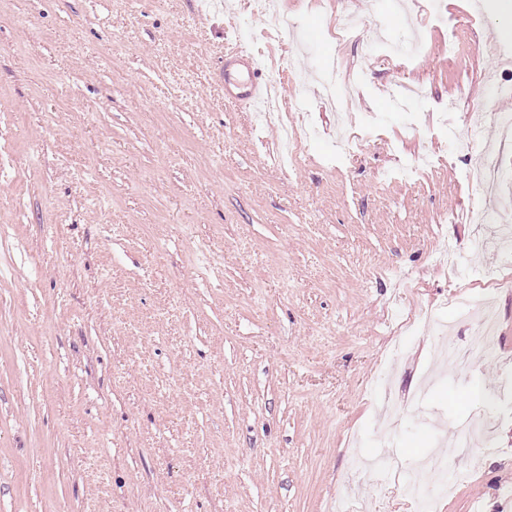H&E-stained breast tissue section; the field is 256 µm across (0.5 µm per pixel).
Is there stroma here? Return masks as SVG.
I'll return each mask as SVG.
<instances>
[{
  "instance_id": "1",
  "label": "stroma",
  "mask_w": 512,
  "mask_h": 512,
  "mask_svg": "<svg viewBox=\"0 0 512 512\" xmlns=\"http://www.w3.org/2000/svg\"><path fill=\"white\" fill-rule=\"evenodd\" d=\"M433 2L288 0L286 28L250 0L233 20L205 0H0V512H333L348 485L347 512H425L356 470L354 443L407 470L445 458L437 512H512V258L466 218L512 222V177L483 195L468 146L512 40L481 0L449 54ZM350 8L367 23L342 39ZM381 33L414 61L363 55ZM241 43L289 75L265 127L224 96ZM308 74L336 94L357 77L344 122ZM285 123L312 130L292 164ZM340 124L364 144L337 146ZM481 301L498 355L427 377ZM476 414L490 450L453 438Z\"/></svg>"
}]
</instances>
